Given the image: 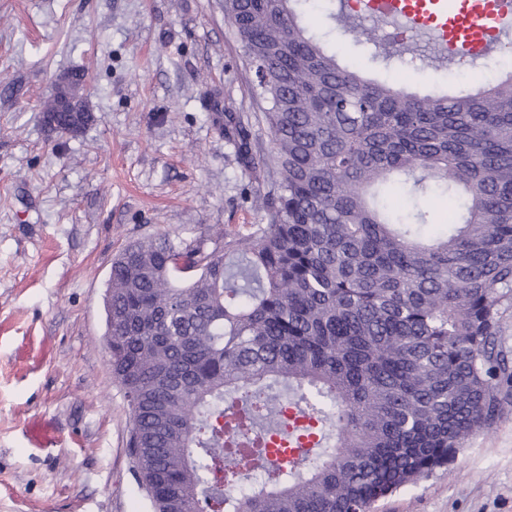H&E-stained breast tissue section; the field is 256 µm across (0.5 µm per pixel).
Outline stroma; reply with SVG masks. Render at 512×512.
Masks as SVG:
<instances>
[{"label":"stroma","instance_id":"35a3bbf8","mask_svg":"<svg viewBox=\"0 0 512 512\" xmlns=\"http://www.w3.org/2000/svg\"><path fill=\"white\" fill-rule=\"evenodd\" d=\"M324 12L314 33L363 76L422 92L491 78L483 62L383 61ZM74 71L94 120L61 136L40 104ZM253 79L221 0H0V512H154L126 453L106 283L133 243L264 223L271 184L224 138L230 110L252 119L254 159L271 154ZM373 512H512V397L457 461Z\"/></svg>","mask_w":512,"mask_h":512}]
</instances>
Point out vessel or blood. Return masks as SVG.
<instances>
[{"label": "vessel or blood", "mask_w": 512, "mask_h": 512, "mask_svg": "<svg viewBox=\"0 0 512 512\" xmlns=\"http://www.w3.org/2000/svg\"><path fill=\"white\" fill-rule=\"evenodd\" d=\"M397 21L401 35L425 32L444 56L493 57L512 33V0H344L343 12Z\"/></svg>", "instance_id": "obj_1"}]
</instances>
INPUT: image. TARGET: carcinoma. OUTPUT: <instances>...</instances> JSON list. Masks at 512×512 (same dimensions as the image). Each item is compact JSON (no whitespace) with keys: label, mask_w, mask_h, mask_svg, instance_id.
<instances>
[{"label":"carcinoma","mask_w":512,"mask_h":512,"mask_svg":"<svg viewBox=\"0 0 512 512\" xmlns=\"http://www.w3.org/2000/svg\"><path fill=\"white\" fill-rule=\"evenodd\" d=\"M296 0H224L254 71L278 179L267 223L189 244L158 237L112 261V375L132 412L127 453L155 512H371L455 461L512 388V71L418 93L349 70ZM41 111L76 134L91 120ZM224 136L256 179L249 132ZM414 202L388 201L394 186ZM448 195L430 232L421 203ZM319 452L253 468L224 452V399L255 428L294 397Z\"/></svg>","instance_id":"carcinoma-1"}]
</instances>
